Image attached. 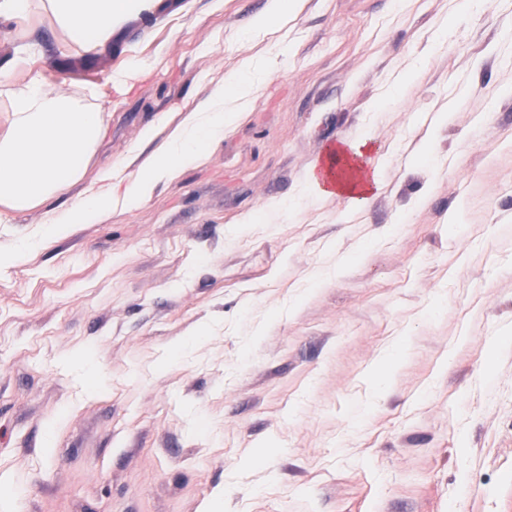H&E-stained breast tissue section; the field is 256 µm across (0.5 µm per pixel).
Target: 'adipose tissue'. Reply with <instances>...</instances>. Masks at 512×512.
I'll list each match as a JSON object with an SVG mask.
<instances>
[{
  "mask_svg": "<svg viewBox=\"0 0 512 512\" xmlns=\"http://www.w3.org/2000/svg\"><path fill=\"white\" fill-rule=\"evenodd\" d=\"M159 7L160 0H0V24L45 13L73 42L91 52L108 44L128 18L152 17ZM0 95L8 98L12 109L9 127L0 135V210L24 212L82 176L106 132L105 113L80 106L36 74L19 84L0 69ZM223 135V100L217 97L207 111L188 113L117 202L127 208L142 205L160 183L173 179L184 164L200 158L202 140ZM363 156L359 144L333 147L315 166L314 185L345 196L351 206L362 205L378 186L373 175L360 182L352 180L348 168ZM100 181L97 192L52 219V233L61 234L70 225L87 223L116 202L112 199L111 172H104Z\"/></svg>",
  "mask_w": 512,
  "mask_h": 512,
  "instance_id": "adipose-tissue-1",
  "label": "adipose tissue"
}]
</instances>
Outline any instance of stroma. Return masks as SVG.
Listing matches in <instances>:
<instances>
[{"label": "stroma", "mask_w": 512, "mask_h": 512, "mask_svg": "<svg viewBox=\"0 0 512 512\" xmlns=\"http://www.w3.org/2000/svg\"><path fill=\"white\" fill-rule=\"evenodd\" d=\"M457 4L162 0L90 53L0 27V67L38 45L15 82L111 105L82 178L0 217V512H512V0ZM219 92L201 160L49 233ZM361 140L354 208L310 172ZM99 181L102 186L94 192L73 203L70 208L54 217L49 224L50 231L55 234L64 233L71 224H86L101 216L105 209L112 207V173L104 172Z\"/></svg>", "instance_id": "1"}]
</instances>
